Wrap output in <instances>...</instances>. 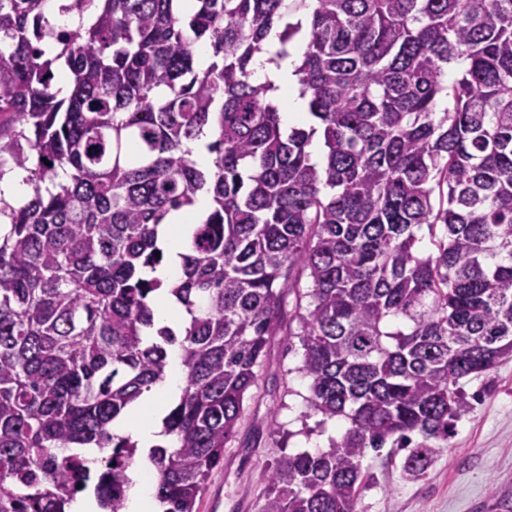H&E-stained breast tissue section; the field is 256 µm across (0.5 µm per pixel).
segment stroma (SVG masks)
Listing matches in <instances>:
<instances>
[{"label":"stroma","instance_id":"obj_1","mask_svg":"<svg viewBox=\"0 0 512 512\" xmlns=\"http://www.w3.org/2000/svg\"><path fill=\"white\" fill-rule=\"evenodd\" d=\"M302 353L299 337H274L224 448V464L213 471L196 512H261L268 476L283 456L340 440L345 420H323L305 403ZM459 387L469 408L423 476L404 474V452L367 451L360 512H512V358Z\"/></svg>","mask_w":512,"mask_h":512}]
</instances>
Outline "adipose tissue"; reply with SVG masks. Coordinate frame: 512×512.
Returning a JSON list of instances; mask_svg holds the SVG:
<instances>
[{
  "label": "adipose tissue",
  "mask_w": 512,
  "mask_h": 512,
  "mask_svg": "<svg viewBox=\"0 0 512 512\" xmlns=\"http://www.w3.org/2000/svg\"><path fill=\"white\" fill-rule=\"evenodd\" d=\"M279 48L277 31H270L264 43V51L255 61V76L259 81H269L278 86V95L282 102V120L287 126H298L308 118L307 101L299 95L298 78L295 74L301 52L297 49L292 50L288 59L278 62L275 61L274 55ZM209 207L208 196L201 195L197 197L192 210L179 211L169 217L167 254L162 264L156 268L155 278L167 284L180 276L182 257L191 250L187 228L190 224L196 223ZM169 363L165 377L145 391L125 417L113 422L114 434L132 437L144 448L168 444L169 439L162 433L160 420L167 404L181 393L184 386L179 352H172Z\"/></svg>",
  "instance_id": "adipose-tissue-1"
}]
</instances>
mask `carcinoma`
Segmentation results:
<instances>
[{
    "instance_id": "obj_1",
    "label": "carcinoma",
    "mask_w": 512,
    "mask_h": 512,
    "mask_svg": "<svg viewBox=\"0 0 512 512\" xmlns=\"http://www.w3.org/2000/svg\"><path fill=\"white\" fill-rule=\"evenodd\" d=\"M42 2L0 0V156L33 189L0 198V512H69L90 487L122 512L138 443L112 422L175 344V445L148 460L160 512H194L292 292L305 401L347 427L283 458L261 512H358L389 441L424 474L467 409L460 379L512 357V0H102L69 31ZM273 28L278 58L303 45L311 124L287 134L254 78ZM201 193L168 288L182 335L149 340L160 224Z\"/></svg>"
}]
</instances>
